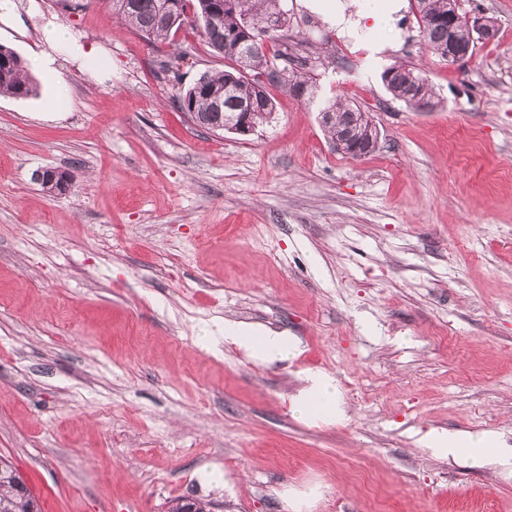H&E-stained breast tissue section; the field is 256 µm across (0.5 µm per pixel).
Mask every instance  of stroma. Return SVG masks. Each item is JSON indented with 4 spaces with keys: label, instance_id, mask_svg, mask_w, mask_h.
<instances>
[{
    "label": "stroma",
    "instance_id": "1",
    "mask_svg": "<svg viewBox=\"0 0 512 512\" xmlns=\"http://www.w3.org/2000/svg\"><path fill=\"white\" fill-rule=\"evenodd\" d=\"M81 3L14 0L0 20L22 61L50 25L99 56L60 49L33 95L0 96V456L43 512H512L511 473L418 442L512 448V0H461L498 33L458 65L421 44L412 5L356 41L282 0L337 61L305 98L274 90L250 136L178 109L225 64L190 28L154 43ZM400 62L432 109L386 91ZM339 95L378 126L374 152L334 150L319 114ZM43 169L69 171L68 192ZM228 323L299 353L255 362ZM316 371L336 422L290 409ZM422 441L434 454L464 455L473 459H491L497 454V439L491 433L468 436H453L446 432L431 430Z\"/></svg>",
    "mask_w": 512,
    "mask_h": 512
}]
</instances>
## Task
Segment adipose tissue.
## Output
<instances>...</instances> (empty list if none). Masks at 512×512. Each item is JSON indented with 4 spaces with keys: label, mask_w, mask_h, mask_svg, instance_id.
<instances>
[{
    "label": "adipose tissue",
    "mask_w": 512,
    "mask_h": 512,
    "mask_svg": "<svg viewBox=\"0 0 512 512\" xmlns=\"http://www.w3.org/2000/svg\"><path fill=\"white\" fill-rule=\"evenodd\" d=\"M306 6L321 13L325 22L355 38L364 30H394L396 16L402 11L404 0H380L370 11L353 13L349 12L346 0H333L328 6L323 5L321 0H307ZM224 340L238 346L260 363L285 359L295 352V346L287 336L278 333L253 334L228 326L224 329ZM336 405L335 383L328 375L317 373L311 378L307 396L295 403L293 410L304 417L332 420L336 417ZM422 441L433 453L440 455L491 459L497 454V439L490 433L453 436L432 430L423 436Z\"/></svg>",
    "instance_id": "1"
}]
</instances>
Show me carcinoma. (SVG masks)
I'll return each instance as SVG.
<instances>
[{
    "instance_id": "1",
    "label": "carcinoma",
    "mask_w": 512,
    "mask_h": 512,
    "mask_svg": "<svg viewBox=\"0 0 512 512\" xmlns=\"http://www.w3.org/2000/svg\"><path fill=\"white\" fill-rule=\"evenodd\" d=\"M168 0H112V15L150 41H163L172 30L186 25H203L201 36L208 46L224 56L225 69L202 74L177 97L179 109L195 115L196 125L211 132L222 124L212 110L214 100L236 99L255 105L253 120L262 125L274 112L270 89L279 88L296 98L304 97L316 67L336 62L333 54L322 55L306 37L288 31L272 32L249 46H238L245 36V19L264 18L274 0H180L175 12L166 8ZM421 40L433 53L448 44V0H428L426 15L418 24ZM249 64L266 75L264 93L237 71L241 52ZM389 77L386 90L391 96L416 109L434 106L435 93L428 80L406 64L393 65L383 72ZM36 90L19 55L0 44V95L24 98ZM333 113L324 126L331 141L348 140L349 147L371 152L364 132L365 113L342 97L324 108ZM0 512H41L38 501L8 460L0 458Z\"/></svg>"
}]
</instances>
